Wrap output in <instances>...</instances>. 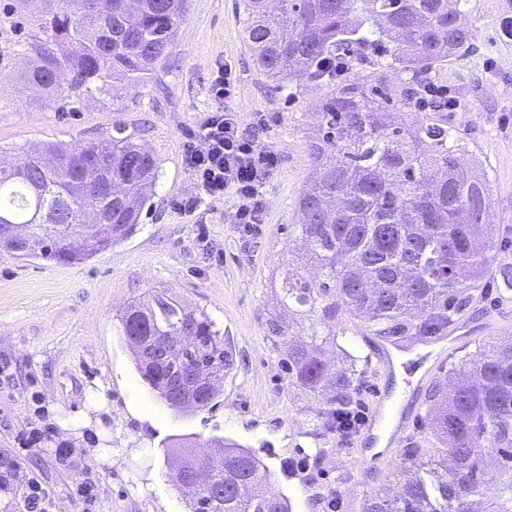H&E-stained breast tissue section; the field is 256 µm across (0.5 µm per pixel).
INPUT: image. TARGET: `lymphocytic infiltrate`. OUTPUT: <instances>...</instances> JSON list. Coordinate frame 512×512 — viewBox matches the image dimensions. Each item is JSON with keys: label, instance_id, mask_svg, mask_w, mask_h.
<instances>
[{"label": "lymphocytic infiltrate", "instance_id": "1", "mask_svg": "<svg viewBox=\"0 0 512 512\" xmlns=\"http://www.w3.org/2000/svg\"><path fill=\"white\" fill-rule=\"evenodd\" d=\"M231 68L218 67L209 83L212 106L184 133L185 165L197 182L195 195L175 202L176 210L194 215L204 202L233 194L234 223L245 230L264 221V179L278 165L277 155L244 136L235 112L225 108L231 94Z\"/></svg>", "mask_w": 512, "mask_h": 512}]
</instances>
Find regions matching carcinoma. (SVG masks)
<instances>
[{"instance_id": "cac0c4a2", "label": "carcinoma", "mask_w": 512, "mask_h": 512, "mask_svg": "<svg viewBox=\"0 0 512 512\" xmlns=\"http://www.w3.org/2000/svg\"><path fill=\"white\" fill-rule=\"evenodd\" d=\"M45 39L31 44L35 61L26 81L47 95L100 88L113 76L141 80L162 60L187 10V0H109L105 22L97 0H23ZM285 22L266 0H242L246 40L258 69L281 87L293 76L329 88L320 106L322 143L310 148L307 187L297 200L301 223L289 251L305 249L319 267L310 281L296 269L281 275V315L268 320L280 345L278 363L289 385L318 401L314 436L352 439L346 417L358 416L366 384L350 355L324 358L336 345V318L367 317L379 336H438L483 280L499 276L512 293V264H495L502 241L483 224L489 180L463 168L465 151L428 114L409 128L393 127L382 107L381 81L351 83L336 74L340 55L366 58L387 43L390 66L411 79L463 55L474 40L461 0H281ZM361 11L377 22L352 23ZM159 176L157 159L126 127L77 148L49 144L0 166V226L22 225L28 238L0 249L22 258L75 264L127 238L140 223ZM123 335L151 390L171 399V373L198 375L194 408L211 406L235 369V356L203 310L184 307L167 288L128 305ZM169 340L170 358L150 365L140 352L148 339ZM436 451L450 461L426 467L427 449L402 450L407 473L396 496L365 495L361 512H512V345L494 342L448 377L435 393ZM188 447L210 458L203 485L191 490L189 512H290L266 490L267 473L254 451L193 438Z\"/></svg>"}]
</instances>
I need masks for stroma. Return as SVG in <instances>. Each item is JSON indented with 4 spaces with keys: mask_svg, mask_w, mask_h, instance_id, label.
Listing matches in <instances>:
<instances>
[{
    "mask_svg": "<svg viewBox=\"0 0 512 512\" xmlns=\"http://www.w3.org/2000/svg\"><path fill=\"white\" fill-rule=\"evenodd\" d=\"M15 0H0V160L11 162L46 144L74 147L111 133L123 123L153 154L160 175L146 215L135 232L84 263L64 265L23 259L0 249V456L21 454L23 467L51 491L49 512H189L184 492L169 478L164 447L179 437L221 438L250 448L263 461L267 486L288 497L292 512H330L318 496L339 475L341 512H360L365 494H396L400 458L381 468L368 464L376 440L364 422L351 441H320L331 466L306 465L314 440L311 403L289 386L266 322L280 312L278 280L286 265L317 277L305 252H289L288 233L299 223L296 201L309 173L308 150L320 137L318 106L326 88L313 84L274 88L257 68L244 34L241 0H188V9L165 58L141 81L112 78L92 95L53 100L27 85L28 43L39 32ZM476 32L472 47L430 73L447 87L448 128L466 151L461 162L488 177L492 202L486 222L507 237L512 262V17L507 0H468ZM232 68L234 91L225 105L237 113L245 134L277 153L266 179L265 218L259 230L232 221L233 195L203 205L198 217L174 208L175 199L195 194L182 159L184 130L210 106L208 85L220 65ZM355 82L381 79L385 107L394 122L412 126L423 108L404 99L406 75L375 54L350 62ZM264 115L266 128L252 122ZM482 296L467 305L461 320L469 339L449 349L433 381L404 384V403L381 422L401 447L431 434L430 396L462 356L485 341L512 343V302L499 299L496 279L483 282ZM151 288H169L187 305L205 310L236 353L215 405L178 412L158 399L135 368L120 317L128 302ZM338 346L357 357L372 377L361 398L364 413L390 401L394 374L374 353L367 319L336 322ZM102 392L106 405L88 398ZM86 415L91 426L63 429L62 420ZM42 432L36 448L22 451L17 436ZM71 451L68 460L54 454ZM108 445L112 461L96 464L93 448ZM97 483L93 510L73 489L84 477Z\"/></svg>",
    "mask_w": 512,
    "mask_h": 512,
    "instance_id": "obj_1",
    "label": "stroma"
}]
</instances>
